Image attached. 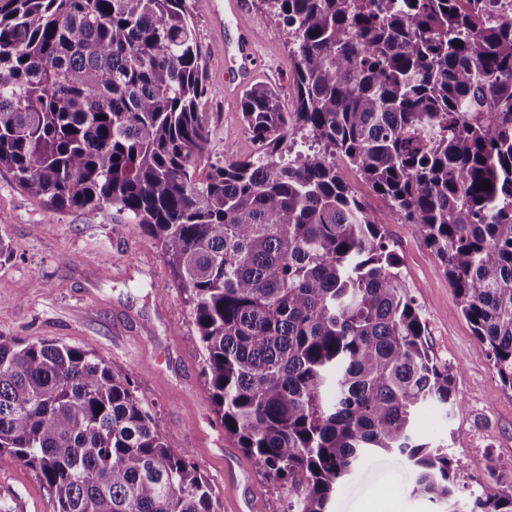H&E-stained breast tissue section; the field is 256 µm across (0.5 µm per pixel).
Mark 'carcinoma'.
I'll return each mask as SVG.
<instances>
[{
	"instance_id": "carcinoma-1",
	"label": "carcinoma",
	"mask_w": 512,
	"mask_h": 512,
	"mask_svg": "<svg viewBox=\"0 0 512 512\" xmlns=\"http://www.w3.org/2000/svg\"><path fill=\"white\" fill-rule=\"evenodd\" d=\"M196 2L0 0V169L56 211L114 209L158 241L224 432L288 485L267 512H328L374 452L404 456L413 494L453 512L457 462L414 429L421 405L458 404L453 377L385 216L337 162L418 226L512 391V7L266 0L295 45L294 108L254 85L255 151L208 164ZM4 453L58 512H221L134 382L53 341L0 334ZM472 494L469 512H512L509 481Z\"/></svg>"
}]
</instances>
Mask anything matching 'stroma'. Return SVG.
Returning a JSON list of instances; mask_svg holds the SVG:
<instances>
[{"mask_svg":"<svg viewBox=\"0 0 512 512\" xmlns=\"http://www.w3.org/2000/svg\"><path fill=\"white\" fill-rule=\"evenodd\" d=\"M242 19L262 35L265 64L256 82L277 87L285 108L294 106L288 38L265 0H241ZM196 33L208 60L211 93L203 109L211 115L210 160L223 162L253 152L239 112V95H225L221 40L205 9ZM347 185L368 208L387 216L384 232L400 259L408 289L421 304L428 346L448 364L462 403L431 404L416 413L419 436L447 445L458 462L464 488L456 496L465 512L471 491L487 479L489 456L512 466V392L502 389L488 348L460 311L446 268L417 226L389 214L386 201L353 169L341 167ZM0 334L26 341L53 340L103 357L130 376L137 393L155 405L174 451L189 450L214 486L223 512H267L286 487L265 481L237 441L225 434L206 389L204 360L190 306L157 242L126 215H101L73 208L52 210L12 174L0 170ZM414 472L399 455L367 459L345 480L331 512H362L372 498L388 497L398 512H437L412 494ZM57 512L50 489L16 459L0 456V512Z\"/></svg>","mask_w":512,"mask_h":512,"instance_id":"1","label":"stroma"}]
</instances>
